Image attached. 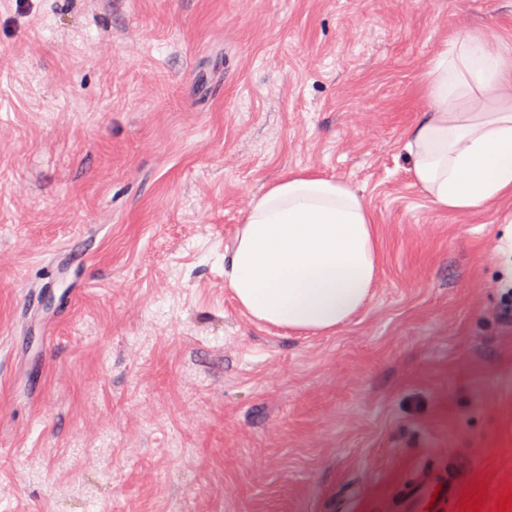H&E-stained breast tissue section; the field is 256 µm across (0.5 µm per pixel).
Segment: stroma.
<instances>
[{"label":"stroma","instance_id":"1","mask_svg":"<svg viewBox=\"0 0 512 512\" xmlns=\"http://www.w3.org/2000/svg\"><path fill=\"white\" fill-rule=\"evenodd\" d=\"M512 0H0V512H444L512 491V201L437 210L404 134ZM347 182L379 271L327 334L224 286L252 199ZM475 503V502H474ZM441 487V491L437 488ZM457 487L456 474L441 473L436 470L424 471L420 479L406 489L407 495L413 499L415 509L419 512H437L444 505V500ZM434 491H437L438 497L435 502ZM433 503L432 508L428 504Z\"/></svg>","mask_w":512,"mask_h":512}]
</instances>
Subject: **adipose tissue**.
<instances>
[{"label": "adipose tissue", "mask_w": 512, "mask_h": 512, "mask_svg": "<svg viewBox=\"0 0 512 512\" xmlns=\"http://www.w3.org/2000/svg\"><path fill=\"white\" fill-rule=\"evenodd\" d=\"M427 107L404 149L438 209L467 213L512 198V45L489 29L455 36L427 64ZM365 200L339 179L288 176L256 197L224 250V285L255 321L332 332L366 305L378 274Z\"/></svg>", "instance_id": "1"}]
</instances>
